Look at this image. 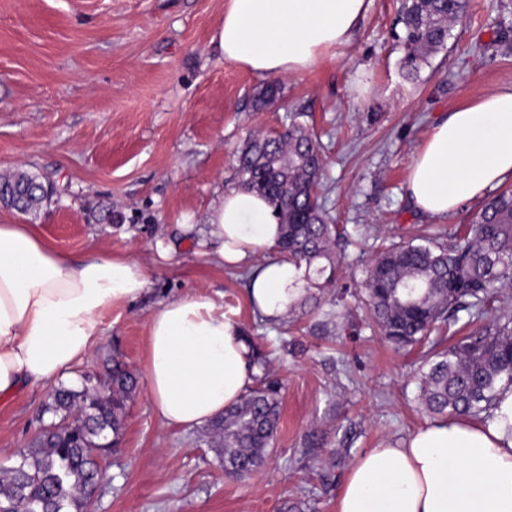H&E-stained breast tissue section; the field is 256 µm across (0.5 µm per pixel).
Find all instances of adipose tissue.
Returning a JSON list of instances; mask_svg holds the SVG:
<instances>
[{"mask_svg": "<svg viewBox=\"0 0 512 512\" xmlns=\"http://www.w3.org/2000/svg\"><path fill=\"white\" fill-rule=\"evenodd\" d=\"M367 0H226L211 43L259 76H300L351 42ZM512 176V88L448 112L417 152L407 195L445 215ZM200 252L246 270V300L270 324L305 295V268L274 258L280 226L263 198L232 189L212 205L203 233L182 227ZM141 264L109 251L77 259L36 225L0 220V394L49 385L94 349L103 317L148 290ZM154 413L198 426L236 404L254 382L241 322L196 292L160 301L144 361ZM501 419L427 422L401 447L365 449L336 496V512H512V387Z\"/></svg>", "mask_w": 512, "mask_h": 512, "instance_id": "adipose-tissue-1", "label": "adipose tissue"}]
</instances>
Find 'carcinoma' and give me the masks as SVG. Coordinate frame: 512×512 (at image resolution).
I'll return each instance as SVG.
<instances>
[{"mask_svg": "<svg viewBox=\"0 0 512 512\" xmlns=\"http://www.w3.org/2000/svg\"><path fill=\"white\" fill-rule=\"evenodd\" d=\"M467 0H401L398 36L402 68L418 77L431 55L446 45ZM288 113V127L247 140L236 156L235 186L263 197L282 226L279 254L306 267L307 282L323 288L337 280L335 248L345 229L335 224L319 194L323 162L318 139ZM37 182L17 204L10 192ZM55 187L24 169L0 171L3 207L37 217ZM455 243L437 236L422 243L391 244L366 266V305L387 341L414 347L436 329L459 322L466 310L467 335L434 349L422 375L420 405L442 419L495 417L498 389L512 386V189L491 196L469 223L454 228ZM138 379L118 359L104 373H87L81 386L57 387L36 436L13 464L0 466V512H89L85 492L105 478L98 457L120 444L127 407ZM280 422V386L267 376L240 402L209 424L208 445L224 473L251 477L274 449Z\"/></svg>", "mask_w": 512, "mask_h": 512, "instance_id": "obj_1", "label": "carcinoma"}]
</instances>
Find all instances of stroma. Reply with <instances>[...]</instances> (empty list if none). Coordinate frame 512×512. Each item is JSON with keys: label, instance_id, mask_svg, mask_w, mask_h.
<instances>
[{"label": "stroma", "instance_id": "35a3bbf8", "mask_svg": "<svg viewBox=\"0 0 512 512\" xmlns=\"http://www.w3.org/2000/svg\"><path fill=\"white\" fill-rule=\"evenodd\" d=\"M225 2L0 0V171L25 166L54 182L56 201L36 224L57 249L124 254L150 281L105 315L83 368L115 356L142 372L151 309L204 290L271 351L270 373L283 385L274 453L240 482L217 464L204 427L164 425L140 383L119 447L100 460L94 512H284L291 503L335 512L362 450L402 442L429 420L418 402L424 347L393 350L357 284L374 255L370 237L405 244L470 223L482 207L476 199L424 215L406 182L442 114L512 87V0H469L415 79L401 68L399 0H372L348 45L304 76L281 78L278 102L262 109L265 78L210 44ZM291 112L307 113L323 146L327 208L363 242L346 247L337 283L267 325L246 303L243 271L199 252L180 227L204 228L231 187L236 151L254 132L282 130ZM92 208L111 210V223L89 222ZM339 297L355 325L325 333L318 313ZM50 394H0V462L17 460Z\"/></svg>", "mask_w": 512, "mask_h": 512}]
</instances>
